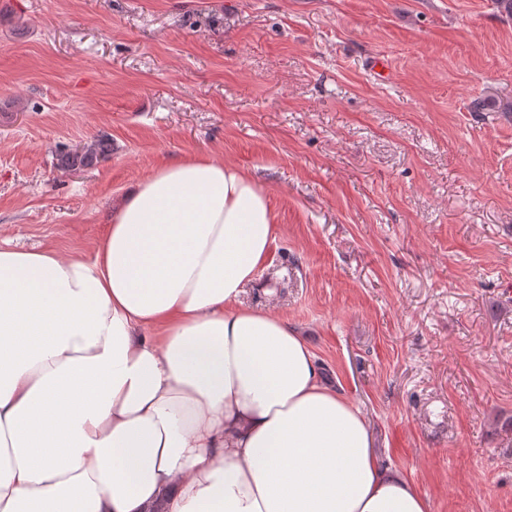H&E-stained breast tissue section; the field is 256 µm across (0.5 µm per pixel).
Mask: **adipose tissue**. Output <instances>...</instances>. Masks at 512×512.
Here are the masks:
<instances>
[{
    "instance_id": "1",
    "label": "adipose tissue",
    "mask_w": 512,
    "mask_h": 512,
    "mask_svg": "<svg viewBox=\"0 0 512 512\" xmlns=\"http://www.w3.org/2000/svg\"><path fill=\"white\" fill-rule=\"evenodd\" d=\"M276 216L169 162L93 262L0 247V512H428L301 332L242 307Z\"/></svg>"
}]
</instances>
